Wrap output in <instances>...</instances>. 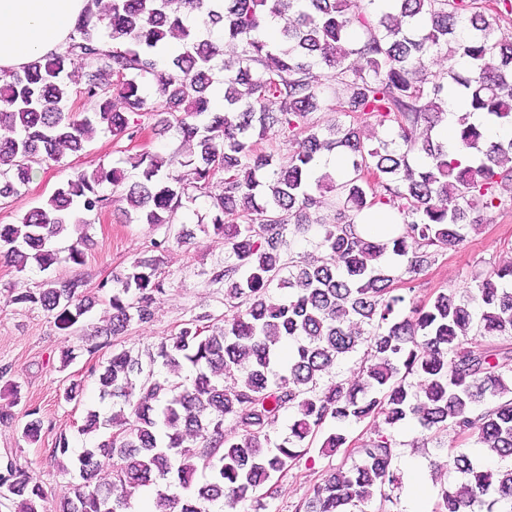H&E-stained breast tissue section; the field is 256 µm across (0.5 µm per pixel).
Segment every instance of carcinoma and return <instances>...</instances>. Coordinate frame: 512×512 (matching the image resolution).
Masks as SVG:
<instances>
[{
  "mask_svg": "<svg viewBox=\"0 0 512 512\" xmlns=\"http://www.w3.org/2000/svg\"><path fill=\"white\" fill-rule=\"evenodd\" d=\"M511 16L512 0H111L104 14H82L62 50L0 80V128L12 132L0 137L1 197L28 184L33 165L57 161L60 148L82 151L98 129L135 137L144 115L196 145L182 173L169 170L174 159L144 153L130 184L118 167L68 175L18 223L0 224V255L19 272L84 264L82 242L62 250L57 240L107 208L105 183L120 191L129 221L171 224L224 173L208 221L230 244L216 278L237 312L222 326L195 316L146 363L114 349L92 370L101 397L119 410L112 434L92 448L76 454L67 434L56 437L52 456L69 459L63 472L76 479L60 512H127L143 487L155 494V512H259L275 498L274 479L325 427L319 454L329 458L346 447L341 428L379 417L390 427L416 420L462 475L441 487L434 512H512V265H493L468 294L440 292L424 306L413 289L397 288L478 228L482 212L512 209V139H488L469 112L458 116L453 145L430 135L448 118L450 91L488 122L512 126V46L491 32ZM270 19L279 22L274 42L260 36ZM226 41L238 55L224 62L218 109L212 71ZM442 49L448 71L431 78L424 59ZM316 67L329 71L328 83L313 79ZM327 91L353 123L322 133L307 118ZM78 92L98 109H71ZM114 92L125 111L112 110ZM372 123L388 139L367 143L361 128ZM276 126L303 135L282 160L253 140ZM337 148L346 168L336 179L319 168L322 153ZM323 205L334 217L317 231L320 255H294L287 226L308 232L305 211ZM377 206L396 214L384 242L359 231ZM117 283L101 329L107 337L153 320L162 292L152 260L133 262ZM84 287L50 277L36 292L12 289L10 302L38 306L69 330L96 304ZM274 288L288 296L273 300ZM361 347L358 380L323 384ZM184 369L189 378L177 380ZM285 410L294 413L290 431L273 446L269 429ZM25 417L22 435L35 441L40 408ZM228 417L233 435L224 433ZM450 430L501 465L486 470L448 446ZM395 448L390 431L375 430L357 449L360 462L330 469L295 512L374 504L383 512L401 484ZM106 469L111 479L102 484ZM0 498L14 512H48L42 484L12 454L0 455Z\"/></svg>",
  "mask_w": 512,
  "mask_h": 512,
  "instance_id": "carcinoma-1",
  "label": "carcinoma"
}]
</instances>
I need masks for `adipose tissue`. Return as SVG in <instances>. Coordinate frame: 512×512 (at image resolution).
Listing matches in <instances>:
<instances>
[{
    "label": "adipose tissue",
    "mask_w": 512,
    "mask_h": 512,
    "mask_svg": "<svg viewBox=\"0 0 512 512\" xmlns=\"http://www.w3.org/2000/svg\"><path fill=\"white\" fill-rule=\"evenodd\" d=\"M88 0H0V75L62 49Z\"/></svg>",
    "instance_id": "obj_1"
}]
</instances>
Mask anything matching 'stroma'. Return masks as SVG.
Listing matches in <instances>:
<instances>
[{"label": "stroma", "instance_id": "1", "mask_svg": "<svg viewBox=\"0 0 512 512\" xmlns=\"http://www.w3.org/2000/svg\"><path fill=\"white\" fill-rule=\"evenodd\" d=\"M181 149L180 137L162 130L151 118L145 119L141 131L131 139L115 140L95 133L83 151H63L58 162L38 166L32 181L19 194L0 197V224L17 223L27 211L42 204L72 171L117 166L126 169L133 179L137 172L131 167V158L146 151L167 158ZM120 207V202L110 203L100 220L91 224L84 265L60 264L47 272L30 267L20 273L0 260V405L12 404L15 414L12 424L0 425V455H16L22 466L42 482L50 502L55 504L71 496L73 483L72 475L60 472L51 455L56 436L66 433L79 451L93 447L99 437L112 432L108 426L96 433L78 432L87 410H97L105 417L112 413V402L101 399L90 369L105 362L113 347L142 355L200 313H210L218 324L231 313L224 301L226 285L216 277L224 268L227 251L223 231L198 223L192 212L183 209L170 224L130 223ZM184 229L192 236L181 243L177 235ZM139 258L155 260L164 283L163 293L155 297V317L147 324H131L123 335L105 341L97 334L104 324L102 301L114 285V276ZM510 261L512 210L486 211L479 230L468 232L458 246L441 250L434 264L413 275L412 296L424 302L441 291L463 290L482 278L490 264ZM49 276L83 279L86 293L101 301L94 316L62 331L39 307L9 303L10 288L35 291ZM88 343L96 345L95 354L85 351ZM69 349L76 357L65 366L61 354ZM75 380L83 383L82 396L79 401L65 402L63 391ZM13 385L20 390L17 403L9 395ZM31 403L39 405L45 417L41 438L35 443L21 436L24 412ZM393 434L398 442L396 464L404 475V484L396 490L390 512H432L441 486L451 483L455 473L449 470L446 456L424 440L415 422L396 426ZM343 459L339 453L319 459L312 469L302 462L292 466L279 478L278 496L268 502L266 512H294L298 499L308 494L322 473L340 465Z\"/></svg>", "mask_w": 512, "mask_h": 512}]
</instances>
